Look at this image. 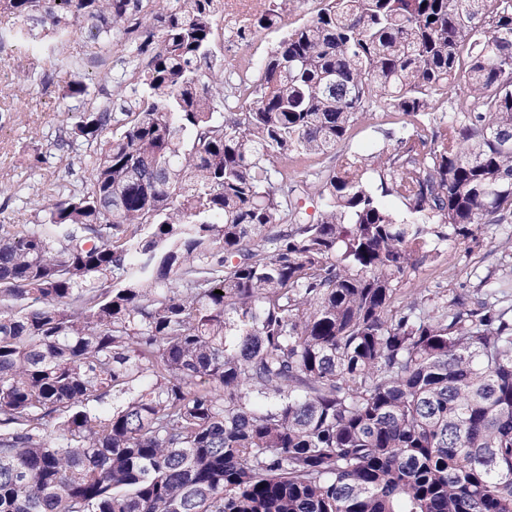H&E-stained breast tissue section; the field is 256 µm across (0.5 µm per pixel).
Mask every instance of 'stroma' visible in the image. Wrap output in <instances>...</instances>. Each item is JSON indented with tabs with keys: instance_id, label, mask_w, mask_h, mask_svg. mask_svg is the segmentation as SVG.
<instances>
[{
	"instance_id": "1",
	"label": "stroma",
	"mask_w": 512,
	"mask_h": 512,
	"mask_svg": "<svg viewBox=\"0 0 512 512\" xmlns=\"http://www.w3.org/2000/svg\"><path fill=\"white\" fill-rule=\"evenodd\" d=\"M320 0H287L275 29H252L235 45L218 42L225 69L236 67L260 45L269 54L291 29L310 19ZM127 62L98 54L88 31L76 29L58 42L43 44L26 53L0 55V224L23 229L41 217L34 206L23 205L17 192L41 194L52 183L76 184L85 175L78 152L68 146L75 121L72 100L64 93L71 82L81 80L91 97L113 106L133 104L131 88H118ZM404 116L380 103L359 116L337 153L357 150L372 143H392L402 136ZM50 152L46 165L35 166L34 157ZM512 263V224H479L467 238L442 247L436 261L419 265L411 274L412 288H469L479 278H498L503 264Z\"/></svg>"
}]
</instances>
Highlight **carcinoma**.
Returning a JSON list of instances; mask_svg holds the SVG:
<instances>
[{
    "label": "carcinoma",
    "mask_w": 512,
    "mask_h": 512,
    "mask_svg": "<svg viewBox=\"0 0 512 512\" xmlns=\"http://www.w3.org/2000/svg\"><path fill=\"white\" fill-rule=\"evenodd\" d=\"M321 2L233 112L224 0H0L21 53L148 56L128 112L68 86L86 176L0 225V512H512V274L406 287L512 223V0ZM381 101L407 136L307 221L288 163Z\"/></svg>",
    "instance_id": "1"
}]
</instances>
